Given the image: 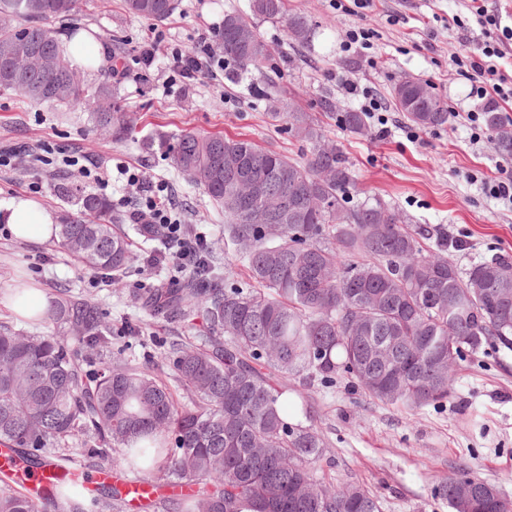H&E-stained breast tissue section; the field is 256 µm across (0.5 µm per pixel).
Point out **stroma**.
Masks as SVG:
<instances>
[{
	"mask_svg": "<svg viewBox=\"0 0 512 512\" xmlns=\"http://www.w3.org/2000/svg\"><path fill=\"white\" fill-rule=\"evenodd\" d=\"M249 3L179 0L171 18L153 24L129 14L124 0H80L72 19L57 22L60 34L84 29L105 47L110 64L81 69L80 75L88 83L111 80L131 117L121 141L95 130L86 110L35 104L0 90V150L46 146L114 171L103 187L86 179L79 167L62 173L48 166L33 169L21 157L14 167L0 168V201L32 199L61 223L83 217L69 190L97 194L110 201L113 222L133 243L120 284L98 286L56 241L25 242L0 223V322L36 336L54 333L52 322L17 315L5 296L24 283L39 288L51 304L61 289H68L99 306L112 329L113 348L131 366H149L169 379L168 346L193 330L186 321L153 319L143 304L147 289L169 281L167 269L145 261L164 244L131 224L138 192L115 168L129 165L142 169L146 178L167 180L169 201L181 222L205 232L207 252L218 258L223 275L243 281L248 274L236 249L224 245L223 214L199 185L171 165L166 149L191 130L247 138L299 160L310 146L289 133L292 112L316 118L326 143L342 152L356 177L351 203L377 195L412 223L465 232L467 248L448 252L460 270L496 254L512 257V205L491 200L479 184L511 165L512 155L499 150L493 137L472 138L465 115L483 103L470 97L469 83L451 62L482 39L468 0H376L373 11L362 17L333 9L330 0H288L290 12L306 17L314 28L310 44L291 40L285 22L261 20L258 30L272 48L262 69L247 71L231 63L213 79L186 83L171 78L164 50L175 45L189 50L202 37H214L225 13L247 11ZM455 15L462 26L447 28V19ZM360 24L380 34L369 62L344 57L340 50L346 31ZM116 63L126 68V76H113ZM347 75L386 107L387 134H380L373 119L362 136L341 124L343 113L358 109L357 98L342 84ZM407 78L429 83L447 103V124L422 129L398 110L392 90ZM454 384L444 406L411 412L369 398L343 376L309 390L289 381V397L312 406L310 413H297L296 422L313 424L326 442L316 478L362 484L378 497L382 512H448L437 485L462 468L512 498V348L490 344L465 353Z\"/></svg>",
	"mask_w": 512,
	"mask_h": 512,
	"instance_id": "35a3bbf8",
	"label": "stroma"
}]
</instances>
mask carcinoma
I'll return each instance as SVG.
<instances>
[{"mask_svg": "<svg viewBox=\"0 0 512 512\" xmlns=\"http://www.w3.org/2000/svg\"><path fill=\"white\" fill-rule=\"evenodd\" d=\"M148 21L167 20L177 0H125ZM77 0H0V14L21 26L0 29V89L34 103L90 110L98 127L129 130L107 81L56 84L73 67L60 50L50 19L72 16ZM283 20L292 40L307 44L305 17L288 13V0H251L250 13L228 12L219 37L224 57L260 69L271 54L256 19ZM250 34L252 52L238 32ZM36 41L62 68L42 78H16L17 58L4 50ZM421 81L393 88L408 121L428 129L448 122V106ZM498 148L512 153V123L486 113ZM346 129L361 134L365 114L346 112ZM288 130L312 145L298 161L246 138L185 131L170 152L173 166L202 186L224 213L248 280L199 288H152L156 316L192 322L196 335L173 341L168 367L195 399L177 402L149 367L132 368L112 352V332L99 307L68 292L47 313L96 351L80 363L56 336H31L0 323V445L15 449L31 468L50 463L44 448L86 436L90 444L56 460L68 463L55 489L57 504L35 492L0 490V512H88L77 467L83 458L129 469L147 483L142 495L166 512H381L377 497L355 482L337 486L314 478L324 442L312 425L291 422L288 381L331 382L345 375L374 400L411 411L441 406L454 393L452 372L466 351L486 344L512 346V262L493 256L463 273L448 258V233L430 235L401 219L391 204L367 198L347 206L354 174L339 149L323 148L305 112L288 113ZM245 156L251 176L266 183L256 205L281 212L273 224H253L239 205V185L214 165V150ZM75 201L85 219L58 225V244L85 270L115 281L130 259V241L112 223L109 204L82 190ZM434 245L426 246V241ZM194 481L197 491L164 489ZM450 512H512V499L495 485L457 471L440 482ZM127 499L99 482L93 506L116 512Z\"/></svg>", "mask_w": 512, "mask_h": 512, "instance_id": "cac0c4a2", "label": "carcinoma"}]
</instances>
